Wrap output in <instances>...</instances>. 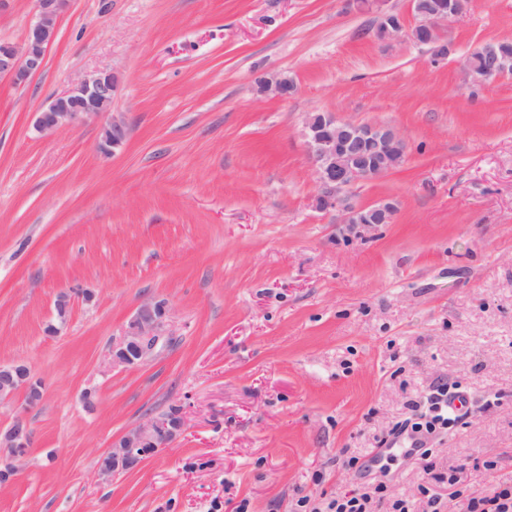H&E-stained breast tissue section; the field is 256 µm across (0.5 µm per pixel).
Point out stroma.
Masks as SVG:
<instances>
[{"label": "stroma", "mask_w": 512, "mask_h": 512, "mask_svg": "<svg viewBox=\"0 0 512 512\" xmlns=\"http://www.w3.org/2000/svg\"><path fill=\"white\" fill-rule=\"evenodd\" d=\"M33 21V0H9L0 40ZM376 24L345 0H69L42 72L0 79V364L45 385L0 512H295L379 477L416 499V459L367 479L348 459L368 463L441 383L467 403L433 457L471 492L512 483V73L475 88L462 69L512 38V0L441 23L443 56ZM93 70L117 74L130 127L112 155L97 125L32 128ZM279 77L295 94L264 92ZM310 112L402 136L401 166L348 197L392 200L393 223L354 236L313 209ZM145 301L171 308L164 338L113 366ZM175 405L168 448L99 475L113 440Z\"/></svg>", "instance_id": "35a3bbf8"}]
</instances>
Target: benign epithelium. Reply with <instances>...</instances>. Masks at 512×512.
<instances>
[{"label": "benign epithelium", "mask_w": 512, "mask_h": 512, "mask_svg": "<svg viewBox=\"0 0 512 512\" xmlns=\"http://www.w3.org/2000/svg\"><path fill=\"white\" fill-rule=\"evenodd\" d=\"M68 0H34L35 21L22 44L5 42L0 45V77L17 86L41 72L46 54L57 34L58 19ZM458 16L452 5L442 4L421 18L418 26L435 30L439 24ZM378 23L384 40L411 36L400 14L382 11ZM117 91V78L107 70L89 72L80 77L66 92L51 98L33 113L32 127L39 135L90 121H101L99 146L103 153L113 154L122 149L129 138L130 128L124 118L112 113V99ZM264 91L285 99L296 91L295 84L285 78L269 81ZM308 158L311 162L318 191L312 206L321 212L340 211L345 207L346 194L360 181L380 178L393 169L396 152H405L406 144L399 133L385 124H360L339 121L322 112L306 114L301 129ZM393 204L382 202L373 209V216L352 213L346 221L350 232L393 222ZM170 310L157 302H145L135 312L125 336L112 347V364L137 367L149 360L161 336L160 330ZM23 396V408L29 409L42 401V383L27 365H0V400ZM184 419L169 420L153 416L145 424L131 430L112 443L105 453L112 469L132 471L143 460L167 447ZM33 431L26 416L18 413L7 429L0 433V483L16 480L21 460L32 447Z\"/></svg>", "instance_id": "benign-epithelium-1"}]
</instances>
